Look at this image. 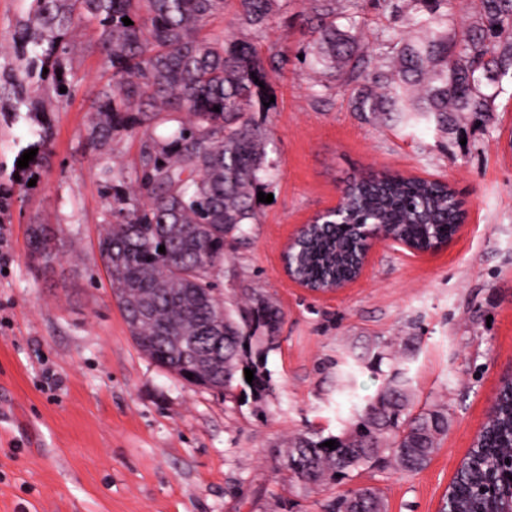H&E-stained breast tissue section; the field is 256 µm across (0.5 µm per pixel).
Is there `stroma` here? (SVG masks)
<instances>
[{"label":"stroma","mask_w":512,"mask_h":512,"mask_svg":"<svg viewBox=\"0 0 512 512\" xmlns=\"http://www.w3.org/2000/svg\"><path fill=\"white\" fill-rule=\"evenodd\" d=\"M30 0H0V80L21 77L13 45ZM364 0L361 41L395 28L417 0ZM235 0L209 28L258 48L273 102L255 113L270 131V171L253 223L224 256L218 284L246 300L264 295L283 313L265 369L272 395L226 397L182 381L137 347L113 297L99 252L107 226L98 172H132L140 139L95 151L88 125L111 81L93 28L74 22L65 39L72 94L37 96L52 137L34 187L0 212V512H323L332 491L282 482L277 450L298 434H340L353 405L372 399L395 364L408 369L421 403L448 407V433L422 470H373L361 482L388 512H443L445 496L487 419L502 379L512 377V89L482 125L457 115L449 132L426 124L368 122L354 86L304 64L315 24L310 0H288L263 33L239 28ZM25 119L0 120V174L35 142ZM392 171L448 182L465 221L434 254L379 247L355 282L314 293L291 280L283 252L298 225L336 205L354 177ZM44 225L52 265L32 260L29 227ZM393 342L395 360L372 345ZM345 387H338L339 376Z\"/></svg>","instance_id":"1"}]
</instances>
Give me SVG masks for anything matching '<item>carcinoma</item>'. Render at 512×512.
Returning a JSON list of instances; mask_svg holds the SVG:
<instances>
[{
  "mask_svg": "<svg viewBox=\"0 0 512 512\" xmlns=\"http://www.w3.org/2000/svg\"><path fill=\"white\" fill-rule=\"evenodd\" d=\"M241 26L261 32L286 0H236ZM427 16L412 15L418 36L382 41L388 64L371 67L350 28L363 24L361 0H313L316 25L313 67L325 78L338 75L357 84L353 108L377 121L396 113L420 116L443 132L450 114L465 112L483 124L491 120L494 96L512 82V0H479L469 23L457 24L451 0H416ZM224 12V0H31L28 20L17 34L27 80L11 84L14 117L37 126L38 149L28 167L13 168L0 183V207L36 178L51 135L50 113L30 86L49 83L58 97L68 86L60 45L74 20L97 30L112 71V83L97 97L89 138L100 151L123 135H140L139 165L133 176L105 165L99 171L108 216L99 249L124 318L148 312L128 324L138 348L164 370L180 367L181 355H164L162 336L216 349L217 357L186 367L208 389H240L261 398L272 392L261 357L272 348L282 312L262 295L242 306L224 298L217 278L224 254L243 237L253 219L251 192L266 172L267 129L250 115L267 78L254 44L207 31ZM132 21L124 25L122 18ZM48 72H43V69ZM220 111H214V107ZM175 122L168 138L157 126ZM344 228L319 223L308 232L292 270L315 289L347 281L356 271L362 240L356 224H385L417 249L448 240L464 211L447 183L399 173H371L345 186ZM165 252H159V247ZM254 370L247 382L244 369ZM476 446L453 482L463 512L477 508L471 488L500 484L501 455L512 450V388L504 384ZM347 430L324 437H294L279 451L283 479L293 475L319 492L347 486L325 512H386L380 491L357 486L360 472L394 467L423 469L448 433V407L415 408L408 379L395 368L363 406L346 420ZM336 441L331 450L323 443Z\"/></svg>",
  "mask_w": 512,
  "mask_h": 512,
  "instance_id": "cac0c4a2",
  "label": "carcinoma"
}]
</instances>
